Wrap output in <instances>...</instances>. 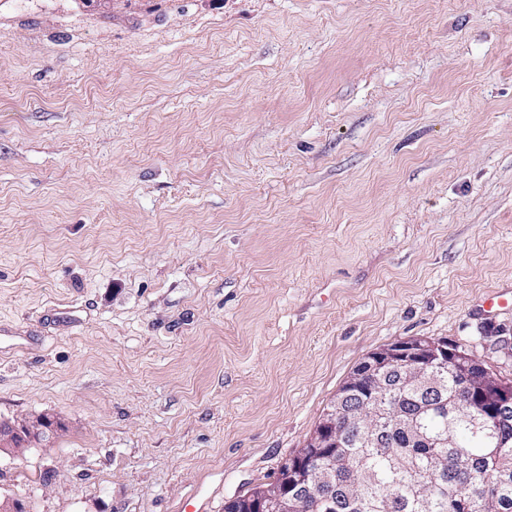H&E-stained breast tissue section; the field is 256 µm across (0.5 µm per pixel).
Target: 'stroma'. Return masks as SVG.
Masks as SVG:
<instances>
[{
  "mask_svg": "<svg viewBox=\"0 0 512 512\" xmlns=\"http://www.w3.org/2000/svg\"><path fill=\"white\" fill-rule=\"evenodd\" d=\"M512 0H0V450L28 512H224L371 351L512 382ZM61 428L62 424L49 416L13 421L0 418V450L30 447L52 438Z\"/></svg>",
  "mask_w": 512,
  "mask_h": 512,
  "instance_id": "35a3bbf8",
  "label": "stroma"
}]
</instances>
